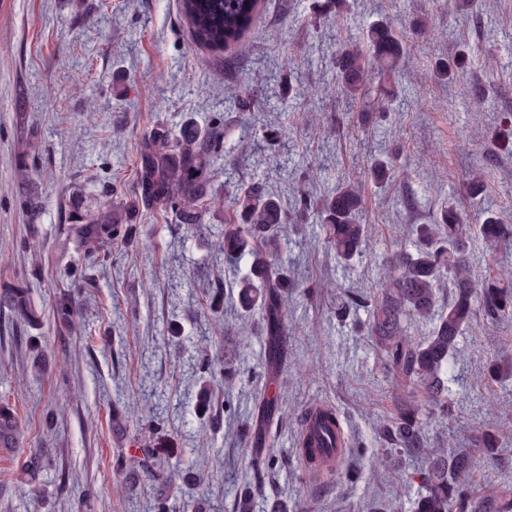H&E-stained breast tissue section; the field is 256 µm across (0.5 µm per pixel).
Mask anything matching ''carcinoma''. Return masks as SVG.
<instances>
[{"instance_id": "cac0c4a2", "label": "carcinoma", "mask_w": 512, "mask_h": 512, "mask_svg": "<svg viewBox=\"0 0 512 512\" xmlns=\"http://www.w3.org/2000/svg\"><path fill=\"white\" fill-rule=\"evenodd\" d=\"M259 0H181L182 13L194 41L203 47L222 49L243 46L245 32L251 26ZM407 47L396 36L390 21L380 18L370 23L360 42H343L337 55L335 94L358 104L366 114L382 104L381 86L398 73L399 62ZM465 56H451L436 66V78L453 81L467 70ZM283 91L296 97L304 93L298 73L287 64L282 69ZM224 147V128L200 125L187 120L171 131L158 124L144 135L138 150L136 179L129 194L115 198L106 195L93 208L72 206L65 216L84 256L103 264L112 256V244L133 247L132 226L142 212L160 210L172 213L175 223L193 230L203 223L215 203L212 193L214 161ZM366 166L363 175L352 174L326 195L314 197L303 187L293 192L287 205L274 195L254 186L244 193L232 192L241 182L239 164L224 169V258L249 267L235 283L237 302L244 312L256 305L265 310L263 332L267 339L268 359L277 365L288 357V289L293 283L276 265L281 247L282 225L298 222L310 215L324 234L328 249L348 263L360 256L365 247L367 229L363 224L362 179L383 184L390 179L406 178L376 154L374 146L363 148ZM23 184L25 203L36 207L29 188L32 167L29 154L14 161ZM478 233L485 243L497 244L504 237V224L487 210L477 215ZM415 255L388 261L384 288L373 295L359 288L340 292L339 310H364L369 315L367 335L377 340L386 364L397 377L395 394L400 398L398 412L382 429L384 441L395 449L422 462L416 472L420 492L414 512H512V491L489 494L476 483L472 474L480 464L470 452L453 455L432 446L426 433L425 414L451 418L455 403L449 397V359L457 347L461 332L481 309L493 320L512 319V269L491 271L481 281L472 276L468 255L467 219L463 212L448 207L435 224H418ZM448 281L454 291L447 307L438 304L437 287ZM0 305L13 310L21 321L33 324L40 319L31 301L28 285L19 282L0 289ZM56 313L72 318L79 314L74 295L61 294ZM434 319L430 336L415 341L407 336L404 321ZM280 412V396L265 389L256 398L257 441H262L265 426ZM18 419L13 409L0 404V448H17ZM485 462L499 465L494 452L500 436L481 435ZM302 459L315 466L319 447L312 435H306L299 448ZM276 449L265 448L251 459L252 486L233 503V512H252L254 491L270 479ZM39 473V461L33 460L17 475V491L26 493Z\"/></svg>"}]
</instances>
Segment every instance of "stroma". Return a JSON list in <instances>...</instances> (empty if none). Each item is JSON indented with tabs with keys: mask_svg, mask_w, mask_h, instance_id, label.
<instances>
[{
	"mask_svg": "<svg viewBox=\"0 0 512 512\" xmlns=\"http://www.w3.org/2000/svg\"><path fill=\"white\" fill-rule=\"evenodd\" d=\"M343 18L314 17V0H261L243 47L197 45L180 0H0V289L27 282L41 319L35 324L0 310V400L18 416L22 441L0 452V512H153L157 483L135 465L138 444L155 448L172 476L169 512H212L231 505L243 487L253 444L254 397L277 388L281 424L270 439L279 451L275 493L256 495L253 512H272L274 498L298 512H412L417 460L386 448L381 429L394 411V374L374 340L362 336L366 312H339L338 286L379 292L383 264L415 250L413 229L434 223L441 209L491 208L512 225V151L501 131L512 121V0H480L477 13L454 0H348ZM385 17L409 44L399 82L388 84L384 118L359 124L357 109L336 97V54ZM469 53L463 79L434 76L437 60ZM290 61L304 96L282 95L279 65ZM250 109H243V102ZM223 120L224 167L249 158L247 182H263L290 199L293 186L324 194L364 158L355 143H375L407 183L362 188L369 226L362 259L342 265L317 225L288 227L278 263L300 285L288 303L290 356L282 374L264 373L261 308L213 314L206 294L232 282L237 264L220 251L223 214L206 215L183 238L172 218L148 212L137 220L133 250L115 247L76 289L79 324L58 319L54 300L70 289L83 251L65 222L75 197L97 199L103 187L130 192L137 148L156 123L179 128ZM272 126L289 147L256 151L246 129ZM33 150L39 206H25L14 170ZM288 160L292 181L278 177ZM484 175L471 198L469 171ZM475 278L512 266V239L493 247L469 234ZM458 341L467 378L453 419L430 421V437L479 454L478 427H512V374L491 377L490 362L512 367V321L475 312ZM233 368L200 412L194 372L202 359ZM174 408L152 419L154 394ZM495 397L507 415L487 411ZM324 404L339 416L352 447L336 469L313 473L299 459L301 418ZM42 460L30 493L14 473ZM123 469H115L118 459ZM206 478L194 482L195 461ZM404 474L398 482L393 471Z\"/></svg>",
	"mask_w": 512,
	"mask_h": 512,
	"instance_id": "1",
	"label": "stroma"
}]
</instances>
